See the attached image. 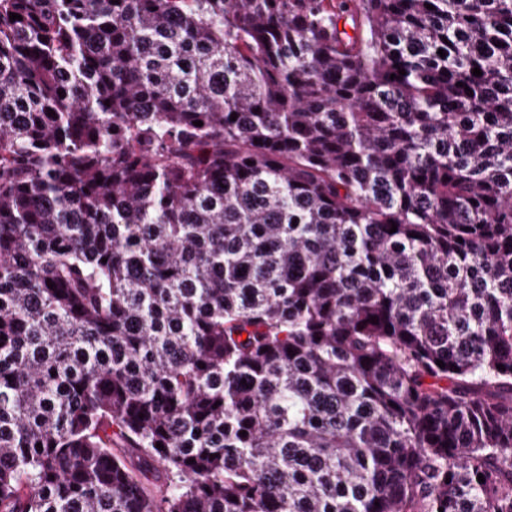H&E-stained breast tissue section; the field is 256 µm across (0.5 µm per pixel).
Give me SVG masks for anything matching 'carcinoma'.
<instances>
[{
  "label": "carcinoma",
  "instance_id": "cac0c4a2",
  "mask_svg": "<svg viewBox=\"0 0 512 512\" xmlns=\"http://www.w3.org/2000/svg\"><path fill=\"white\" fill-rule=\"evenodd\" d=\"M347 2L0 0V512H512V0Z\"/></svg>",
  "mask_w": 512,
  "mask_h": 512
}]
</instances>
